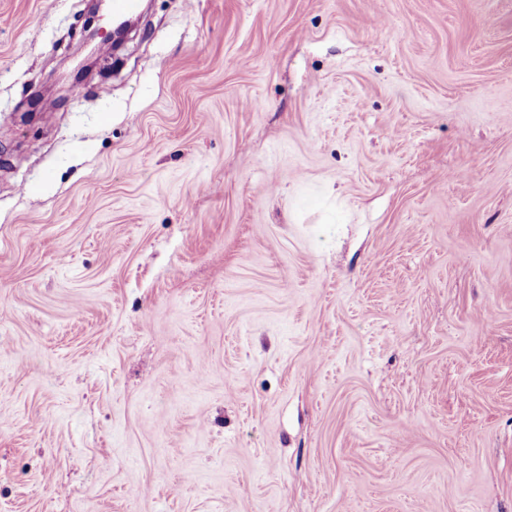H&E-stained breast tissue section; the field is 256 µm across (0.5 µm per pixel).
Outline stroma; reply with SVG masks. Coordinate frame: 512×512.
Here are the masks:
<instances>
[{
	"label": "stroma",
	"instance_id": "stroma-1",
	"mask_svg": "<svg viewBox=\"0 0 512 512\" xmlns=\"http://www.w3.org/2000/svg\"><path fill=\"white\" fill-rule=\"evenodd\" d=\"M0 0V512H512V0Z\"/></svg>",
	"mask_w": 512,
	"mask_h": 512
}]
</instances>
